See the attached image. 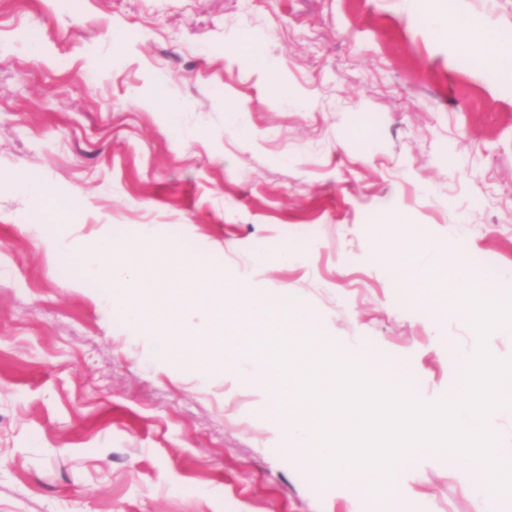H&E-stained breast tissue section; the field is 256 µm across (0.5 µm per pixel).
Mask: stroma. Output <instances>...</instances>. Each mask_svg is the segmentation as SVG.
I'll list each match as a JSON object with an SVG mask.
<instances>
[{"mask_svg":"<svg viewBox=\"0 0 512 512\" xmlns=\"http://www.w3.org/2000/svg\"><path fill=\"white\" fill-rule=\"evenodd\" d=\"M449 10L512 42V0H0V512H486L453 459L407 462L383 504L323 481L253 415L257 381L154 359L83 264L100 225L150 227L447 397L474 327L405 307L372 256L392 211L512 290V66L461 67L425 24Z\"/></svg>","mask_w":512,"mask_h":512,"instance_id":"stroma-1","label":"stroma"}]
</instances>
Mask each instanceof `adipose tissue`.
<instances>
[{
    "label": "adipose tissue",
    "mask_w": 512,
    "mask_h": 512,
    "mask_svg": "<svg viewBox=\"0 0 512 512\" xmlns=\"http://www.w3.org/2000/svg\"><path fill=\"white\" fill-rule=\"evenodd\" d=\"M428 23L438 32L449 34L470 53L487 62H500L512 56V47L501 43L492 26L453 13L428 16Z\"/></svg>",
    "instance_id": "adipose-tissue-1"
}]
</instances>
